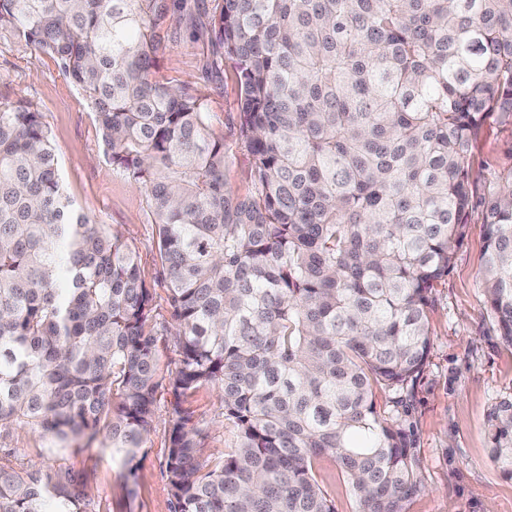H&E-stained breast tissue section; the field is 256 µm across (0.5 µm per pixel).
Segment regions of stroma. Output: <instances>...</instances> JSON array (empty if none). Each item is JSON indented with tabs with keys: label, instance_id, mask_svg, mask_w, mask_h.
I'll return each instance as SVG.
<instances>
[{
	"label": "stroma",
	"instance_id": "35a3bbf8",
	"mask_svg": "<svg viewBox=\"0 0 512 512\" xmlns=\"http://www.w3.org/2000/svg\"><path fill=\"white\" fill-rule=\"evenodd\" d=\"M207 41L182 36L158 57L159 76L198 88L205 95L216 130L231 145L226 179L236 192L249 185L250 160L237 148V85L232 72L205 75ZM0 96L31 101L50 126L62 166L67 195L92 219L121 230L135 247L142 274L154 285V313L169 316L167 292L158 287L156 227L138 184L117 171L103 152L90 105L80 90L50 59L0 50ZM474 173L486 178L512 165V125L489 119L475 151ZM484 246L480 213H473L463 247L447 280L432 294L429 328L432 350L416 382L404 424L414 435L426 490L413 498L409 512H512V480L490 464L484 429L486 414L497 397L512 391V349L497 336L483 309L479 273ZM195 417L209 430L208 453H227L235 436L223 415L216 387L201 388L189 401ZM169 423L158 407L142 450L134 491H127L122 470L110 448L95 440L53 454L39 432L13 427L0 446L12 449L16 464H45L64 459L84 483L98 512H169L166 477ZM316 479L334 502L336 512H356L335 462L321 457Z\"/></svg>",
	"mask_w": 512,
	"mask_h": 512
}]
</instances>
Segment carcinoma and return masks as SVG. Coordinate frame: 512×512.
Masks as SVG:
<instances>
[{
	"label": "carcinoma",
	"instance_id": "carcinoma-1",
	"mask_svg": "<svg viewBox=\"0 0 512 512\" xmlns=\"http://www.w3.org/2000/svg\"><path fill=\"white\" fill-rule=\"evenodd\" d=\"M0 0V47L52 60L89 102L104 155L145 190L172 323L135 249L66 194L53 136L0 99V436L52 448L104 434L134 475L167 394L170 512H408L425 488L406 410L432 343V292L471 213L484 220L485 310L512 348V166L477 185L486 120L512 125V0ZM231 68L250 186L206 98L157 75L169 32ZM175 359L159 379L158 337ZM219 389L234 448L212 461L186 404ZM512 480V392L485 422ZM0 512H96L63 464L0 448ZM2 448L13 449V460L21 466L28 465L31 461H42L46 465L55 464L57 457L53 454L44 438L39 432L27 426H14L6 439L0 440ZM315 474L322 489L335 503L336 512H356V503L338 467L331 458L321 457L317 461Z\"/></svg>",
	"mask_w": 512,
	"mask_h": 512
}]
</instances>
